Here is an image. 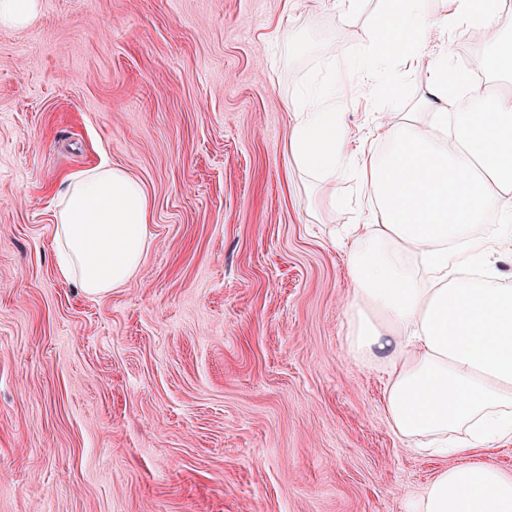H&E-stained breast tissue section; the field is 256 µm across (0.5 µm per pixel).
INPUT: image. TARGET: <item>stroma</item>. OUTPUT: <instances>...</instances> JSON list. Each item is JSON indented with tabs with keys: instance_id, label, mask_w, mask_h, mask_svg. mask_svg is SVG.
<instances>
[{
	"instance_id": "35a3bbf8",
	"label": "stroma",
	"mask_w": 512,
	"mask_h": 512,
	"mask_svg": "<svg viewBox=\"0 0 512 512\" xmlns=\"http://www.w3.org/2000/svg\"><path fill=\"white\" fill-rule=\"evenodd\" d=\"M382 0H42L0 28V512H403L445 467L397 438L381 366L345 349L353 296L329 194L286 164L291 103L337 96L352 146L429 120L399 66L365 79ZM344 55H337V48ZM469 58L449 29L422 60ZM109 163L153 203L136 275H57L58 194Z\"/></svg>"
}]
</instances>
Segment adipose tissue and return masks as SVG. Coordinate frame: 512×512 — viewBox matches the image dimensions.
Listing matches in <instances>:
<instances>
[{
	"label": "adipose tissue",
	"instance_id": "adipose-tissue-1",
	"mask_svg": "<svg viewBox=\"0 0 512 512\" xmlns=\"http://www.w3.org/2000/svg\"><path fill=\"white\" fill-rule=\"evenodd\" d=\"M505 6L453 0L445 15L425 0H387L364 73L396 60L413 76L429 29L484 27ZM447 68L440 61L431 81L437 111L422 125L389 123L385 155L349 153L335 92L307 88L287 157L327 189L350 171L372 193L370 223L346 227V350L381 361L392 432L449 461L404 512H512V472L487 460L512 441V282L496 268L500 250L512 251V94L477 90L473 108L451 111L469 77L449 84ZM452 169L464 174L453 184ZM491 210L498 223H487ZM151 222L146 190L125 171L99 164L69 176L56 213L59 276L92 297L111 293L139 269Z\"/></svg>",
	"mask_w": 512,
	"mask_h": 512
}]
</instances>
